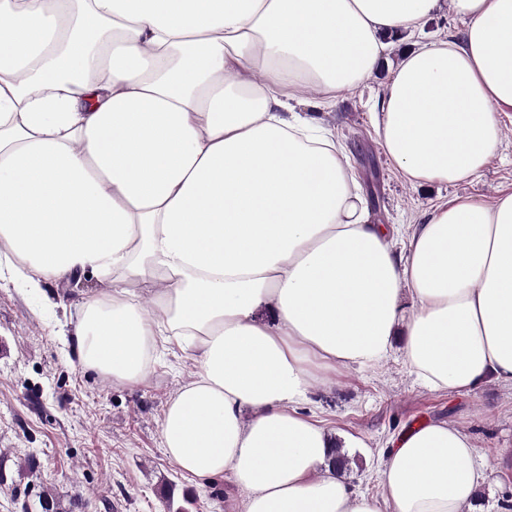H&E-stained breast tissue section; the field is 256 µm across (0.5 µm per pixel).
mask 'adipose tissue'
Here are the masks:
<instances>
[{
    "instance_id": "obj_1",
    "label": "adipose tissue",
    "mask_w": 512,
    "mask_h": 512,
    "mask_svg": "<svg viewBox=\"0 0 512 512\" xmlns=\"http://www.w3.org/2000/svg\"><path fill=\"white\" fill-rule=\"evenodd\" d=\"M445 11L461 29L404 54L374 116L414 185L494 158L512 0H0V279L108 281L60 334L115 383L142 382L162 336L198 362L161 444L190 477L228 476L231 512H478L489 467L459 428L394 440L376 499L300 411L309 358L374 365L401 331L430 389L512 385V192L374 223L343 145L296 109L312 89L335 106L386 36Z\"/></svg>"
}]
</instances>
